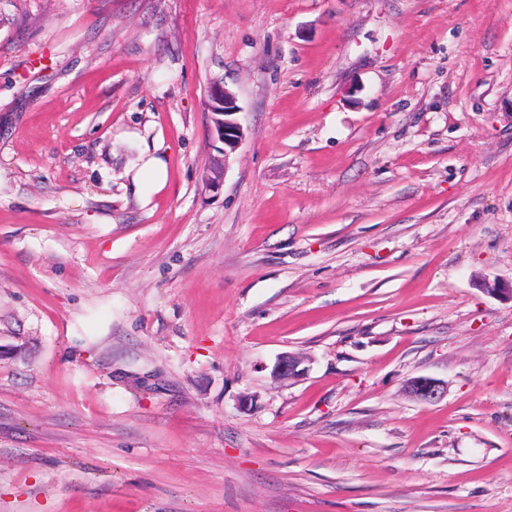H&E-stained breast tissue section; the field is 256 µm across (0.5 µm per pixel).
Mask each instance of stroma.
<instances>
[{
    "mask_svg": "<svg viewBox=\"0 0 512 512\" xmlns=\"http://www.w3.org/2000/svg\"><path fill=\"white\" fill-rule=\"evenodd\" d=\"M484 278L512 0H0V512H512ZM222 79H214L210 82L205 107L207 112L211 114L212 134L215 140L221 142L224 148L218 150L224 155V159L229 153L234 152L241 144L243 139V130L237 119L234 117L239 113L236 97L225 88L222 89L223 100L222 112H212L214 102L219 96V87L223 86ZM408 393L421 401H434L443 396L445 387L440 382L428 377H415L407 383Z\"/></svg>",
    "mask_w": 512,
    "mask_h": 512,
    "instance_id": "stroma-1",
    "label": "stroma"
}]
</instances>
